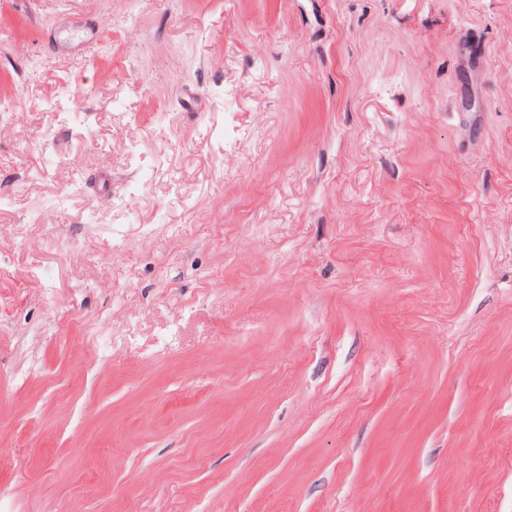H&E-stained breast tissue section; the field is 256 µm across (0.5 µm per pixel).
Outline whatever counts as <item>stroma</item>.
I'll return each mask as SVG.
<instances>
[{
  "label": "stroma",
  "mask_w": 512,
  "mask_h": 512,
  "mask_svg": "<svg viewBox=\"0 0 512 512\" xmlns=\"http://www.w3.org/2000/svg\"><path fill=\"white\" fill-rule=\"evenodd\" d=\"M1 100L0 512H512V0H0Z\"/></svg>",
  "instance_id": "obj_1"
}]
</instances>
